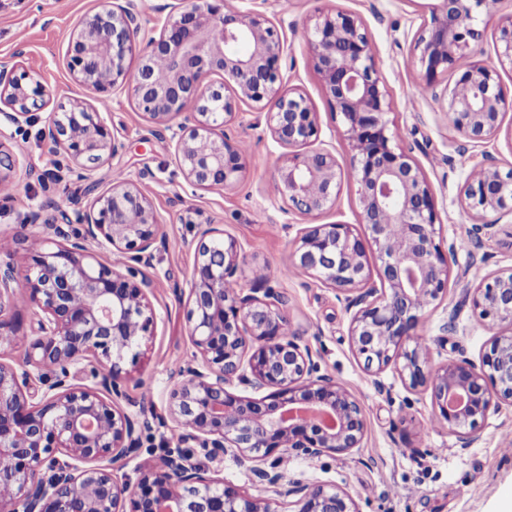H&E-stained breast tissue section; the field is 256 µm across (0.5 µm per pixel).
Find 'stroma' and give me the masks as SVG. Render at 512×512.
Returning a JSON list of instances; mask_svg holds the SVG:
<instances>
[{
    "instance_id": "1",
    "label": "stroma",
    "mask_w": 512,
    "mask_h": 512,
    "mask_svg": "<svg viewBox=\"0 0 512 512\" xmlns=\"http://www.w3.org/2000/svg\"><path fill=\"white\" fill-rule=\"evenodd\" d=\"M100 0H0V61L25 52L40 66L44 84L61 101L85 100L88 90L77 83L64 62L69 35L76 23L97 9ZM433 0H255L253 7L272 18L288 49L282 63L287 85L300 89L319 117L321 138L346 158L348 143L340 119L334 117L313 68L304 26L318 12L342 9L358 14L374 41L382 77L393 101L387 118L400 147L421 167L435 194L439 222L436 241L456 243L448 295L426 310L419 334L434 350L435 362L451 358L478 359L496 329L464 305L466 289L480 276L512 266V218L490 216L494 228L474 238L473 221L460 205L466 176L488 164L512 168V111L503 116L500 133L481 145L460 138L449 126L443 96L455 81L453 72L439 74L433 91L423 92V71L413 64L414 38L429 19ZM107 122L123 144L117 156L89 172L87 179L66 175L45 186L42 173L62 164L43 133L44 120L23 126L0 142V153L19 164L0 171L12 184L0 195V261L13 263L18 277L28 269L20 244L25 236H47L45 226L29 223V215L60 204L86 206L88 183L106 189L115 172L137 180L153 201L162 222L163 238L155 258L140 265L152 279L150 296L154 323L127 361L126 396L121 405L158 418L143 437L141 459L158 458L179 434L169 422V394L181 360L194 349L188 336L185 291L196 259V229L213 222L236 238L245 250L242 287L252 284V269L284 267L298 232L306 223L357 224L358 198L352 182H344L335 208L313 218L287 212L277 198L272 178L282 153L257 111L244 107L230 136L241 139L248 152L239 180L221 190H196L180 174L167 139L146 131L142 116L126 93L111 95L103 108ZM274 285L287 301L290 329L301 345L321 359L322 371L348 389L362 404L367 432L360 448L347 454L315 458L285 457L288 479L336 485L354 500L358 512H501L505 494L512 492V407L502 406L478 430L470 448L457 445L454 435L432 421L428 394L408 388L395 369L375 377L354 355L349 336L351 311L342 294L300 275L275 277ZM456 321H449L450 310ZM14 330L12 342L0 343V360L22 356L37 322L35 312L17 305L6 313ZM477 487L465 496V487Z\"/></svg>"
}]
</instances>
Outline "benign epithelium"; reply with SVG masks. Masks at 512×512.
Wrapping results in <instances>:
<instances>
[{
	"label": "benign epithelium",
	"instance_id": "benign-epithelium-1",
	"mask_svg": "<svg viewBox=\"0 0 512 512\" xmlns=\"http://www.w3.org/2000/svg\"><path fill=\"white\" fill-rule=\"evenodd\" d=\"M498 0H440L418 31L414 60L428 89L439 74L457 78L446 112L472 144L501 130L512 107L498 70L480 44ZM485 20H479L478 8ZM159 33L139 41L141 0H102L70 34L65 63L99 102L126 90L154 135L169 133L177 167L194 189L225 188L246 168L243 142L226 133L243 105H255L284 152L274 177L288 210L313 216L333 209L346 177L357 188L361 234L351 224H310L300 231L289 264L345 296L353 311L350 343L366 371L394 367L411 389L429 393L433 421L468 448L490 413L512 407V266L466 291L465 301L498 327L479 361L434 365L418 328L424 311L448 293L454 244L436 243L435 195L419 165L393 145L392 101L372 37L348 11L322 12L306 39L322 91L341 117L350 158L345 165L320 145L310 99L285 88V41L265 14L233 0H165ZM221 32L222 38L214 37ZM500 61L512 65V17L497 25ZM249 46L242 53L238 47ZM137 59L135 67L130 61ZM224 77V90L211 78ZM54 95L23 52L0 61V140L45 110ZM56 150L82 168L117 155V140L98 109L61 101L49 112ZM461 206L476 220L512 215V170L496 165L468 174ZM58 238L30 239L24 282L0 263V315L22 301L40 312L34 340L20 363L0 361V512H278L193 461L232 453L267 489L294 498L296 512H358L347 491L287 479L288 455L319 457L362 447L367 431L360 402L290 332L283 295L257 269L240 285L245 261L238 241L212 223L197 232L187 322L196 349L180 365L169 415L180 429L159 460L139 464L137 480L113 470L140 455L150 421L119 401L125 363L153 322V280L137 278L162 239L152 199L128 176L114 177L85 207H58L32 222ZM111 247L101 263L90 249ZM376 264H371V259ZM265 390L260 397L231 388Z\"/></svg>",
	"mask_w": 512,
	"mask_h": 512
}]
</instances>
